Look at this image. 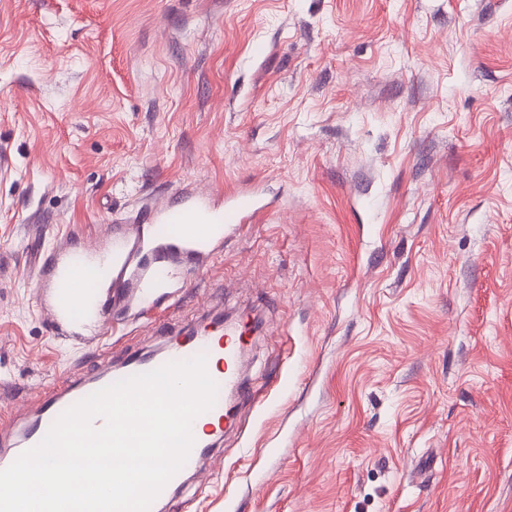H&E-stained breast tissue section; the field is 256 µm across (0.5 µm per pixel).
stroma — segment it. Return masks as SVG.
<instances>
[{
  "mask_svg": "<svg viewBox=\"0 0 512 512\" xmlns=\"http://www.w3.org/2000/svg\"><path fill=\"white\" fill-rule=\"evenodd\" d=\"M246 186L155 291L173 336L259 320L164 512H512V0H0V420L162 341L64 337L33 239Z\"/></svg>",
  "mask_w": 512,
  "mask_h": 512,
  "instance_id": "obj_1",
  "label": "stroma"
}]
</instances>
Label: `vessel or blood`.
<instances>
[{"label": "vessel or blood", "instance_id": "1", "mask_svg": "<svg viewBox=\"0 0 512 512\" xmlns=\"http://www.w3.org/2000/svg\"><path fill=\"white\" fill-rule=\"evenodd\" d=\"M258 202L241 191L216 209L209 198L187 193L181 203L157 205L146 224H129L104 243L82 249L57 243L42 250L37 275L45 290L43 309L53 327L66 328L70 337L84 336L86 327L108 321L109 299L138 304L151 317L154 289L168 287L172 270L182 260H211L224 247V231L256 215ZM244 331L237 324H214L195 336L169 337L156 354H128L122 365L104 361L91 373L66 377L36 398V409L16 425L0 424V469L38 445L58 416L91 393L119 380L156 369L199 353L219 357L222 368L214 380L222 395L243 392L241 377ZM207 444L195 440L182 471L168 482L162 497L182 485L186 473L199 472Z\"/></svg>", "mask_w": 512, "mask_h": 512}]
</instances>
